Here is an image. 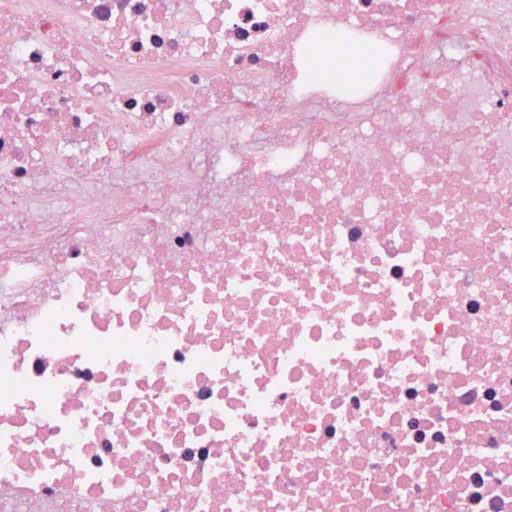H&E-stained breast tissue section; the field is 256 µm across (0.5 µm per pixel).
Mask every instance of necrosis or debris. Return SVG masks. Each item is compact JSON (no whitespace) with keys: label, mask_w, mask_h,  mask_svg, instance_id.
Listing matches in <instances>:
<instances>
[{"label":"necrosis or debris","mask_w":512,"mask_h":512,"mask_svg":"<svg viewBox=\"0 0 512 512\" xmlns=\"http://www.w3.org/2000/svg\"><path fill=\"white\" fill-rule=\"evenodd\" d=\"M0 512H512V0H0Z\"/></svg>","instance_id":"obj_1"}]
</instances>
